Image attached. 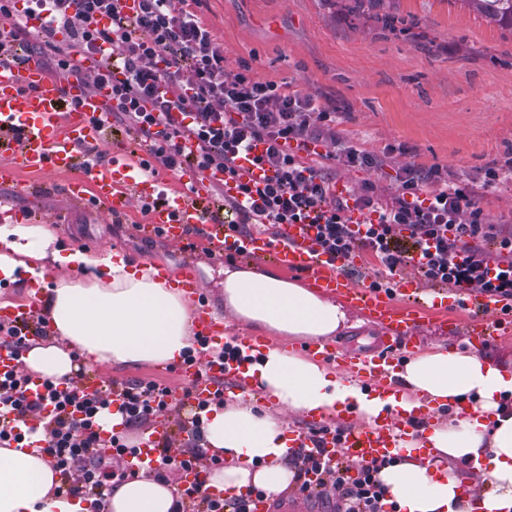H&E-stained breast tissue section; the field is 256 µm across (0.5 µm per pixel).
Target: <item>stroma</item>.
Listing matches in <instances>:
<instances>
[{"label":"stroma","mask_w":512,"mask_h":512,"mask_svg":"<svg viewBox=\"0 0 512 512\" xmlns=\"http://www.w3.org/2000/svg\"><path fill=\"white\" fill-rule=\"evenodd\" d=\"M195 14L210 30L232 71L290 84L334 102L346 117L338 132L371 152L406 145L414 156L391 154L384 169L337 168L352 189L374 183L393 195L396 171L408 163L442 167L450 178L480 189L488 221L512 223V183L484 190L486 171L512 159V32L489 23L464 0H200ZM395 19L383 28L380 17ZM51 170L0 180V201L11 219L49 225L58 245L99 251L116 247L132 261L169 262L193 272L209 306L224 310L217 272L224 261L167 238L146 239L139 205L113 218L105 207L79 202L66 190L72 178Z\"/></svg>","instance_id":"35a3bbf8"}]
</instances>
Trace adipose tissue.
Here are the masks:
<instances>
[{"instance_id": "ef3b65f1", "label": "adipose tissue", "mask_w": 512, "mask_h": 512, "mask_svg": "<svg viewBox=\"0 0 512 512\" xmlns=\"http://www.w3.org/2000/svg\"><path fill=\"white\" fill-rule=\"evenodd\" d=\"M54 270L61 276L50 287L46 277ZM0 280L49 290V336L19 355L28 371L49 381L70 382L79 370L113 364H172L195 346L192 300L161 280L154 265L133 263L113 249L60 248L47 225H0ZM224 309L241 328L272 335L246 375L283 410L333 416L348 410L371 425L416 416L429 403L450 408L471 402V416L430 427L423 443L443 458L482 462L492 490L470 500L451 471L422 462L414 439L401 442V459L378 478L397 512H512V371L477 351L440 345L400 368L405 392L374 394L278 346L288 336L326 340L343 327L341 304L315 287L274 272L228 268ZM203 421L205 448L226 460L212 469L210 487L229 497L252 488L274 497L288 487L294 470L282 420L239 401L212 407ZM57 484L47 458L0 447V512H86L87 502L56 494ZM176 499L174 486L140 472L112 483L107 509L173 512Z\"/></svg>"}]
</instances>
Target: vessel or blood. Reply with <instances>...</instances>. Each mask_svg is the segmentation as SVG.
<instances>
[{"instance_id": "obj_1", "label": "vessel or blood", "mask_w": 512, "mask_h": 512, "mask_svg": "<svg viewBox=\"0 0 512 512\" xmlns=\"http://www.w3.org/2000/svg\"><path fill=\"white\" fill-rule=\"evenodd\" d=\"M106 97V90L87 92L76 82L68 89H60L45 77L38 59L31 55L15 71L0 70V132L16 126L21 129L19 140L12 143L11 163L0 170V177L7 179L19 172L39 173L49 168L70 171L76 164L77 145L112 138L110 120L104 113ZM221 178L218 172L201 174L185 168L178 177L185 192L168 193L162 182L144 175L139 156L118 149L112 152L107 165L97 169L92 185L75 179L67 189L79 199L93 195L106 204L114 217L126 214L134 198L165 194V204L151 212L141 231L149 236L160 230L176 240L183 238L189 227L204 222L201 204L209 196V186ZM209 236L215 246H227L241 259L270 261L285 271L306 274L313 286L343 297L378 323L382 333L376 346L366 352L348 350L337 340L307 341L299 346L309 358L341 367L366 383L378 384L395 373L398 359L415 349L413 331L423 311L434 306L431 295L422 294L421 282L415 277L399 279L398 288L405 296L401 302L391 301L385 292L356 284L341 271L340 260L319 252L296 225L283 226L275 241L264 235L240 237L221 223L209 225ZM466 303L473 321L464 333L474 350L484 351L512 333V314L503 313L502 303L476 292L469 293ZM195 330L211 354L205 365H180L181 382L203 397L241 382L244 364L221 356L223 320L199 309ZM307 425L318 431L323 448L339 454L350 451L366 458L393 455L401 437L400 428L388 423L374 428H346L337 437L330 430V418L319 414L309 416ZM169 437L166 424L156 425L143 436L141 450L131 459V466L152 467Z\"/></svg>"}]
</instances>
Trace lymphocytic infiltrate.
<instances>
[{"label": "lymphocytic infiltrate", "instance_id": "1", "mask_svg": "<svg viewBox=\"0 0 512 512\" xmlns=\"http://www.w3.org/2000/svg\"><path fill=\"white\" fill-rule=\"evenodd\" d=\"M194 2L26 0L21 8L17 0H0V67L23 63L19 50L35 29L32 20H40L32 51L45 76L69 86L85 58L100 56L92 83L108 87L110 117L139 135L145 173L186 165L223 172L236 188L224 201L238 217L234 233L274 239L282 226L297 224L323 253L364 258L368 269L358 278L371 289L393 294L396 276L410 269L429 287L476 290L512 311V230L487 222L478 192L440 169L410 164L400 169L390 199L370 183L336 195L327 161L380 169L393 147L380 155L366 151L337 134L335 104L227 70ZM324 141L335 152L318 151ZM250 165L263 171L262 180L247 175ZM29 380L24 373L0 376V411L21 422L41 419L42 455L62 472H82V485L61 483L57 494L82 498L87 488L99 489L91 508L105 512L101 491L116 474L102 467V449L130 457L139 447L104 436L102 413L115 407L125 423L144 424L168 409V387L133 380L119 391L88 395L46 380L43 395L32 400ZM291 464L296 479L314 471L335 487L332 512H386L380 461L361 464L352 477L324 449L301 448Z\"/></svg>", "mask_w": 512, "mask_h": 512}]
</instances>
